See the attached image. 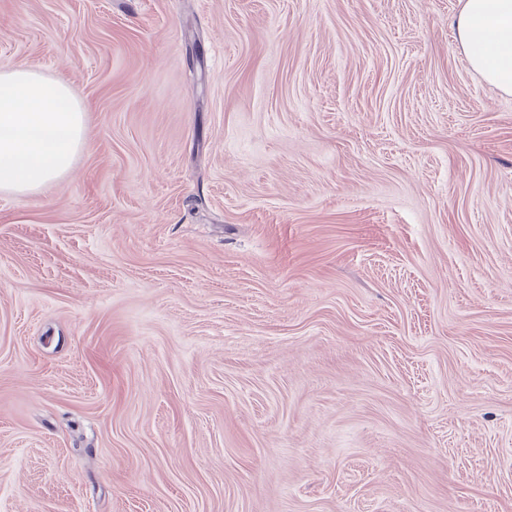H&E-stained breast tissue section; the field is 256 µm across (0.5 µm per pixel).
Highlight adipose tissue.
<instances>
[{
    "label": "adipose tissue",
    "instance_id": "1",
    "mask_svg": "<svg viewBox=\"0 0 512 512\" xmlns=\"http://www.w3.org/2000/svg\"><path fill=\"white\" fill-rule=\"evenodd\" d=\"M456 29L473 69L512 93V0H462ZM85 144V113L69 86L26 66L0 71V193L37 192Z\"/></svg>",
    "mask_w": 512,
    "mask_h": 512
}]
</instances>
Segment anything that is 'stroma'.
Here are the masks:
<instances>
[{
  "mask_svg": "<svg viewBox=\"0 0 512 512\" xmlns=\"http://www.w3.org/2000/svg\"><path fill=\"white\" fill-rule=\"evenodd\" d=\"M459 9L0 0L87 137L0 193V512H512V95Z\"/></svg>",
  "mask_w": 512,
  "mask_h": 512,
  "instance_id": "obj_1",
  "label": "stroma"
}]
</instances>
